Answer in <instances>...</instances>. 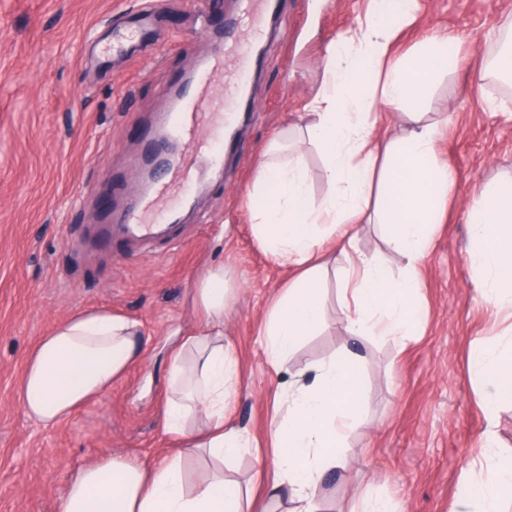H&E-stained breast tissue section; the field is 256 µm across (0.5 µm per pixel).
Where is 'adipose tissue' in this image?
Segmentation results:
<instances>
[{"label": "adipose tissue", "mask_w": 512, "mask_h": 512, "mask_svg": "<svg viewBox=\"0 0 512 512\" xmlns=\"http://www.w3.org/2000/svg\"><path fill=\"white\" fill-rule=\"evenodd\" d=\"M414 4L371 0L355 28L327 50L325 87L310 102L305 126L326 159L330 191L320 207L309 204L298 155L280 161L270 152L257 164L255 184L265 203L251 211L254 235L290 272L264 325L271 368L282 366L321 324L323 280L333 250L347 264L340 319L351 340L367 334L406 339L419 323V265L455 179L435 161L436 124L418 110L448 58L447 31H434L408 57L392 55L391 18L409 17ZM382 103L403 113L399 132L376 135L374 114ZM473 192L476 246L467 262L482 285V300L498 306L512 296V182H477ZM364 224L384 226L392 248L408 260L402 275L359 251ZM194 300L201 319L174 348L167 386L164 428L181 439V448L160 463L103 452L73 473L57 512H252L242 487L224 478L226 447L248 448L252 439L224 420L239 385V366L224 343L223 268L206 272ZM141 353L135 320L106 311L73 312L29 353L18 389L21 405L41 426H57L124 377ZM473 367L483 378L488 405L512 399V359L479 350ZM363 390L359 363L348 349L284 382L275 398L279 421L269 434L272 476L263 485L269 504L288 500L291 512H320L327 475L344 466L338 448L357 422ZM199 412L208 420L206 428L191 422ZM199 457L216 467L194 483L185 463ZM507 489L512 490V461H501L493 464L478 496L461 500L459 512H501Z\"/></svg>", "instance_id": "1"}]
</instances>
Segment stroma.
Returning a JSON list of instances; mask_svg holds the SVG:
<instances>
[{"label": "stroma", "instance_id": "obj_1", "mask_svg": "<svg viewBox=\"0 0 512 512\" xmlns=\"http://www.w3.org/2000/svg\"><path fill=\"white\" fill-rule=\"evenodd\" d=\"M369 0H277L251 100L236 105L238 134L224 143L222 174H208L177 199L169 237L144 243L101 238L138 201L139 173L166 94L229 36L237 0H0V512H56L73 471L112 450L158 461L176 442L161 419L169 351L198 324L193 290L223 266L232 299L224 340L241 384L227 418L249 430L255 449L224 461V477L254 489L266 455L280 377L266 362L263 325L288 280L258 245L250 209L259 205L256 162L272 140L279 160L299 153L312 202L326 192L324 158L294 133L324 83L327 46ZM512 0H417L400 23L393 53H414L432 30H447L448 65L419 109L446 118L436 159L453 171L448 197L420 266L423 319L412 341L369 335L365 394L341 453L324 512H364L369 496L396 512H456L477 493L488 466L512 458V403L484 404L470 363L474 348L512 355V309L479 296L464 262L473 244V182L512 180V85L473 76L498 46ZM333 256L323 321L291 364L345 346ZM77 309H106L140 322L144 351L126 376L62 424L30 419L17 397L26 356L40 336Z\"/></svg>", "mask_w": 512, "mask_h": 512}]
</instances>
